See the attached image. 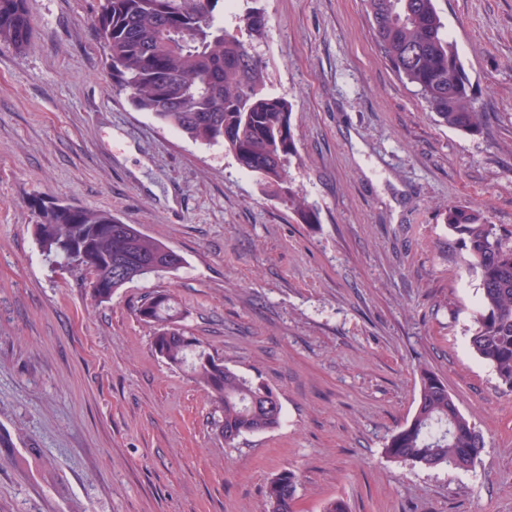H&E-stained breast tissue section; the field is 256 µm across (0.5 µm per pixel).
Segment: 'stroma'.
Returning a JSON list of instances; mask_svg holds the SVG:
<instances>
[{
  "label": "stroma",
  "instance_id": "obj_1",
  "mask_svg": "<svg viewBox=\"0 0 512 512\" xmlns=\"http://www.w3.org/2000/svg\"><path fill=\"white\" fill-rule=\"evenodd\" d=\"M270 90L293 105L304 224L232 154L116 91L99 0H27L0 44V512H512V392L473 353L479 278L442 221L463 203L512 230V0H436L486 114L440 123L371 38L365 0H257ZM36 198L111 211L183 258L91 304L89 276L33 236ZM169 294L184 335L283 405L225 443L188 369L138 308ZM428 369L486 448L451 472L388 460ZM32 38L26 0H0V44L25 48ZM298 481L291 470L271 479L265 489V512H294Z\"/></svg>",
  "mask_w": 512,
  "mask_h": 512
}]
</instances>
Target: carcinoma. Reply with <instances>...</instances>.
Wrapping results in <instances>:
<instances>
[{"label": "carcinoma", "instance_id": "obj_1", "mask_svg": "<svg viewBox=\"0 0 512 512\" xmlns=\"http://www.w3.org/2000/svg\"><path fill=\"white\" fill-rule=\"evenodd\" d=\"M222 0H103L95 24L105 67L116 90L140 111L190 140L221 145L302 223L317 214L291 187L297 158L292 104L270 91L264 58L255 41L267 27L265 13L243 0L234 26L224 22ZM373 39L383 58L413 86L439 121L468 135L483 130L478 93L450 40L436 0H366ZM32 38L26 0H0V44L18 49ZM35 240L58 264L72 262L90 274L88 296L104 302L118 288L150 274L176 269L182 258L135 224L107 210L72 205L42 206ZM443 222L467 253L480 278V298L469 344L490 366L499 385L512 392V231L464 204L448 206ZM140 316L156 326L152 348L173 366L190 365L215 411L224 441L279 427L278 394L216 360L178 327L180 312L167 294L149 297ZM485 448L483 434L459 409L448 387L421 371L419 398L410 420L384 448L387 458L435 469L473 468ZM298 476L288 470L265 489V512H294Z\"/></svg>", "mask_w": 512, "mask_h": 512}]
</instances>
